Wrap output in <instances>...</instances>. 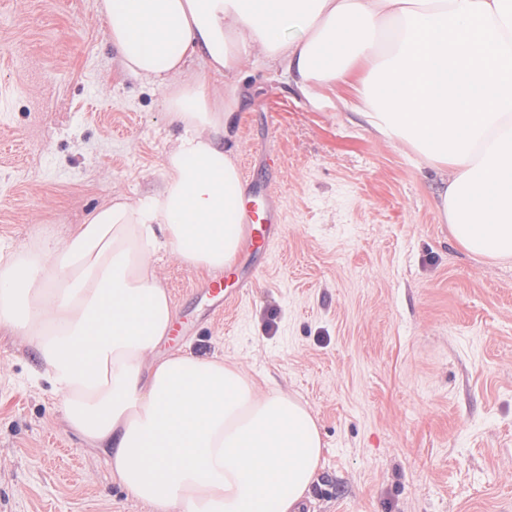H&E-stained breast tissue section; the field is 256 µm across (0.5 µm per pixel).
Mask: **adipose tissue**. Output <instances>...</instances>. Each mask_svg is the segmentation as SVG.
Here are the masks:
<instances>
[{
    "instance_id": "1",
    "label": "adipose tissue",
    "mask_w": 512,
    "mask_h": 512,
    "mask_svg": "<svg viewBox=\"0 0 512 512\" xmlns=\"http://www.w3.org/2000/svg\"><path fill=\"white\" fill-rule=\"evenodd\" d=\"M123 74L180 130L161 187L115 195L36 251L0 255V329L37 358L71 428L154 512H298L320 468L315 416L239 364L160 354L177 316L150 258L210 275L241 239L231 79L258 55L312 83L365 63V123L440 174L456 244L512 262V0H98Z\"/></svg>"
}]
</instances>
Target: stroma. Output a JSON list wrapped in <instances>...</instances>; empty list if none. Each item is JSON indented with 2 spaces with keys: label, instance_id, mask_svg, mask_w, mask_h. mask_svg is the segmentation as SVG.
Segmentation results:
<instances>
[{
  "label": "stroma",
  "instance_id": "35a3bbf8",
  "mask_svg": "<svg viewBox=\"0 0 512 512\" xmlns=\"http://www.w3.org/2000/svg\"><path fill=\"white\" fill-rule=\"evenodd\" d=\"M366 78L318 86L315 106L277 66L237 75L238 167L276 159L284 234L249 295L181 345L316 416L306 512H512V264L454 244L435 171L355 115ZM163 99L121 73L96 0H0V250L157 191L179 134ZM152 264L186 314L203 276ZM36 364L0 332V512H154Z\"/></svg>",
  "mask_w": 512,
  "mask_h": 512
}]
</instances>
